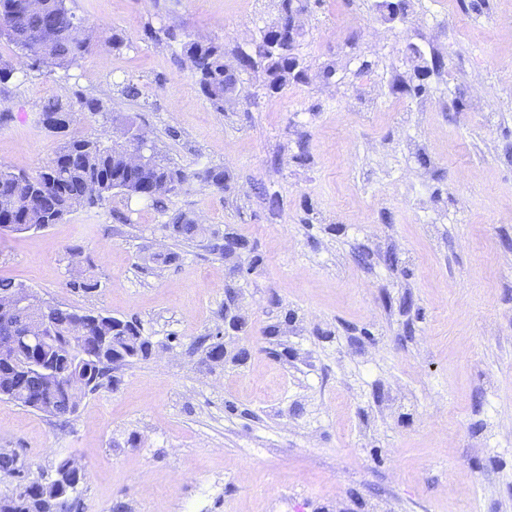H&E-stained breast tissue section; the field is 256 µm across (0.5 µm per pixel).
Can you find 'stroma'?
Returning a JSON list of instances; mask_svg holds the SVG:
<instances>
[{"label": "stroma", "mask_w": 512, "mask_h": 512, "mask_svg": "<svg viewBox=\"0 0 512 512\" xmlns=\"http://www.w3.org/2000/svg\"><path fill=\"white\" fill-rule=\"evenodd\" d=\"M71 5L94 48L0 84V166H46L39 109L79 90L105 110L78 133L107 144L131 119L188 179L161 208L116 193L0 232V277L152 342L68 422L0 400V449L46 481L75 458L80 512H512V0H408L395 18L381 0H306L307 80L270 93L242 74L220 112L182 43L234 59L280 0ZM209 167L223 189L200 181ZM175 211L195 240L170 237ZM216 233L248 247L221 258ZM75 247L94 292L70 286Z\"/></svg>", "instance_id": "1"}]
</instances>
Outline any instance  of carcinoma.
<instances>
[{
    "mask_svg": "<svg viewBox=\"0 0 512 512\" xmlns=\"http://www.w3.org/2000/svg\"><path fill=\"white\" fill-rule=\"evenodd\" d=\"M78 22L76 13L67 0H0V37H6L26 59V66L34 68L33 56L41 54L40 67L60 68L66 71L80 66L89 51L90 38L74 34ZM279 32L264 27L254 48H239L236 58L250 69L261 68L271 91L277 93L290 82L304 80L298 58L293 51L275 46ZM182 52L190 69L198 77L201 92L219 111L224 110L232 75L226 73L224 47L212 42L193 40L182 44ZM73 104L53 99L43 104L40 111L43 126L59 137L58 146L50 162L34 175L14 173L0 168V215L12 221L13 231L24 233L62 222L79 206L99 205L118 190L129 196L148 199L158 205L187 181L180 169L158 162L154 156L132 165L128 148L123 145L106 146L97 137L75 135L71 126L77 113L98 114L104 106L100 99L75 92ZM171 236L191 241L199 234V225L181 213L169 225ZM238 250L247 248V242L233 236L223 242L210 244L211 251L224 257L228 246ZM71 287L93 292L99 287L94 273L87 269L78 274ZM54 327L56 346L51 351L49 364L66 376L37 379L22 367L30 354V346L21 348L13 365L0 363V395L22 407L30 408L58 420H65L78 409L83 397L104 384H114L115 355L130 360L147 359L151 342L139 325L125 322L121 330L114 324L121 319L83 312L59 305L45 313ZM93 323L96 336L107 337L105 346L88 345L77 363L71 365L65 358V336L72 328L84 322ZM78 462L63 458L56 465V476L66 484L82 482L85 473H76ZM0 473L19 478L12 494L0 497V512H60L58 496L63 488L57 483L44 482L22 474L18 457L13 452L0 451Z\"/></svg>",
    "mask_w": 512,
    "mask_h": 512,
    "instance_id": "obj_1",
    "label": "carcinoma"
}]
</instances>
